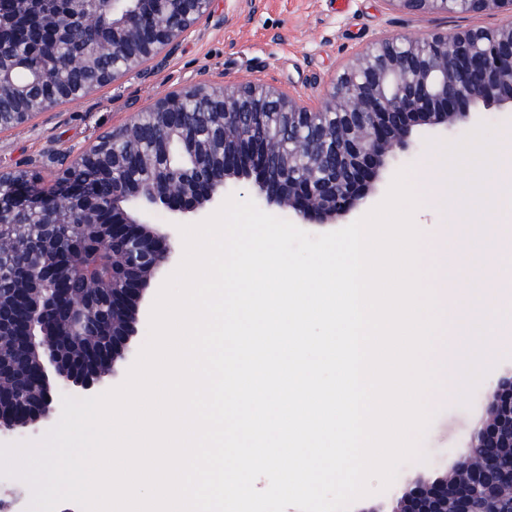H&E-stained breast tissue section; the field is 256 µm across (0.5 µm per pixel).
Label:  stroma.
<instances>
[{"instance_id": "1", "label": "stroma", "mask_w": 512, "mask_h": 512, "mask_svg": "<svg viewBox=\"0 0 512 512\" xmlns=\"http://www.w3.org/2000/svg\"><path fill=\"white\" fill-rule=\"evenodd\" d=\"M216 10L212 22L194 29L174 54L150 64L147 71H129L80 99L36 114L26 124L0 131V171L25 167L39 173L44 185H52L69 156L123 126L156 98L205 77L260 80L316 106L341 66L377 34L421 37L469 27L492 28L504 19L500 12L464 16L397 12L385 0H346L342 8L337 0H217ZM482 122L500 132L512 126V112L482 108L465 125L446 129L416 127L409 149L387 159L361 204L337 218L335 225L310 224L307 232L328 233L363 217L384 199L401 170H409L413 186L423 190L421 173L430 155L427 140L454 142ZM157 294V288L148 290L129 351L125 359L116 362L114 376L105 378L103 390L124 382L147 340ZM425 401L435 409L436 416L420 444L422 458L411 459L400 468L390 491L358 499L349 512L388 505L391 492L404 490L421 478L446 474L465 455L486 417L485 385L477 386L467 407L457 403L455 391L447 384L429 392Z\"/></svg>"}]
</instances>
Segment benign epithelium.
I'll return each instance as SVG.
<instances>
[{"mask_svg": "<svg viewBox=\"0 0 512 512\" xmlns=\"http://www.w3.org/2000/svg\"><path fill=\"white\" fill-rule=\"evenodd\" d=\"M58 0V13L34 8L36 0H0V101L21 105L0 113V129L25 124L37 113L72 100L71 88L82 74L93 72L97 84L118 79L115 59L126 69H144L161 54H171L196 26L214 19V0ZM387 5L418 13L466 15L486 10L507 13L499 26L433 33L398 39L379 35L357 52L321 104L312 107L278 87L259 81H215L203 78L155 100L117 130L81 150L54 186L46 190L26 170L0 172V231L15 229L17 242L7 260H0V335L9 338L27 358L25 377L43 397L0 404V434L37 425L54 411V392L90 390L103 377L45 345V337L62 327V316L86 335L107 336L103 355L117 358L134 333L138 305L151 281L175 250L177 224L188 213H202L224 202L232 179L249 174L260 196L293 211L300 223L334 224L368 194L389 155L407 148L416 125H453L466 121L479 106H512V0H385ZM38 28L66 48L59 67L74 81L56 84L29 71L15 56V35ZM263 97L262 105H244ZM201 101L215 125L229 134L219 142H196L197 114L188 107ZM339 112L355 119V127L336 129L345 150L330 152L312 122L318 112ZM260 112H288L292 121L275 132L257 127ZM151 117L160 153L176 142L195 151L177 168L152 179L116 180L112 169L149 167L152 160L136 150L117 155L114 144L141 131L140 118ZM300 148L285 165H299L306 174H272L273 146L298 139ZM235 150L219 165H205L201 156ZM155 208L172 214L175 223L149 222ZM35 213L38 230L25 231ZM94 230L100 243L112 247V309L83 312L84 300L74 292L84 287L82 257L85 232ZM485 424L473 436L469 452L481 458L480 471L465 482L451 476L420 480L392 499V512H512V504L496 503L500 482L512 480L501 464L502 448H512V374L499 377L487 391Z\"/></svg>", "mask_w": 512, "mask_h": 512, "instance_id": "7a95c632", "label": "benign epithelium"}]
</instances>
